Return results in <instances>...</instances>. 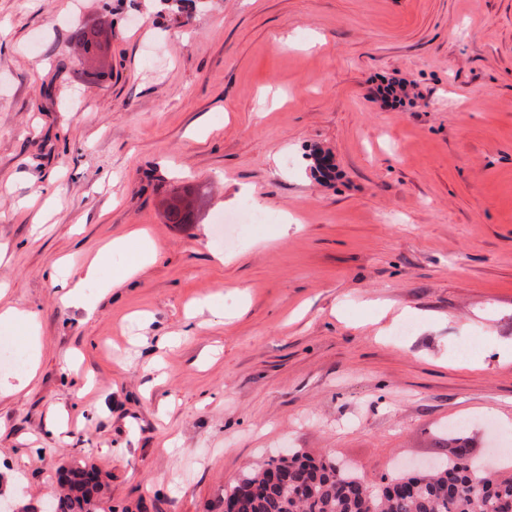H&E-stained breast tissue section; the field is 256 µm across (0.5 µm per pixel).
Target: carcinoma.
Here are the masks:
<instances>
[{
    "label": "carcinoma",
    "instance_id": "1",
    "mask_svg": "<svg viewBox=\"0 0 512 512\" xmlns=\"http://www.w3.org/2000/svg\"><path fill=\"white\" fill-rule=\"evenodd\" d=\"M169 224L193 223L187 198H175L165 209ZM494 464L456 455L429 472L382 478L378 489L333 459H316L290 451L247 471L240 481L253 487L242 512H512V476L492 474ZM68 493L50 504L49 512H94V492L81 470L65 477Z\"/></svg>",
    "mask_w": 512,
    "mask_h": 512
}]
</instances>
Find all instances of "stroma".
Masks as SVG:
<instances>
[{
  "label": "stroma",
  "instance_id": "35a3bbf8",
  "mask_svg": "<svg viewBox=\"0 0 512 512\" xmlns=\"http://www.w3.org/2000/svg\"><path fill=\"white\" fill-rule=\"evenodd\" d=\"M247 202L272 224L220 240ZM137 227L153 262L61 301L53 263ZM0 287L40 338L0 394V512L75 468L98 512H224L291 448L376 483L455 421L512 456V0H0ZM165 220L170 224L193 223V208L187 198H175L168 203L165 209ZM0 325L8 327H18L24 325L28 333V339L31 346V364L26 372L14 377L11 381H0V392L2 390L10 392H19L28 387L35 378L36 364L38 357V334L37 327L30 314L15 308L6 309L0 314Z\"/></svg>",
  "mask_w": 512,
  "mask_h": 512
}]
</instances>
